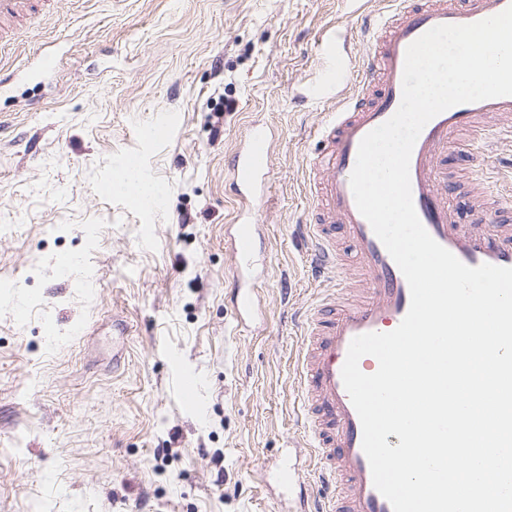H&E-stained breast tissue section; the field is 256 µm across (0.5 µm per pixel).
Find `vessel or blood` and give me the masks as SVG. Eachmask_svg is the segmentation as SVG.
Here are the masks:
<instances>
[{
	"label": "vessel or blood",
	"mask_w": 512,
	"mask_h": 512,
	"mask_svg": "<svg viewBox=\"0 0 512 512\" xmlns=\"http://www.w3.org/2000/svg\"><path fill=\"white\" fill-rule=\"evenodd\" d=\"M367 40L369 53L358 88L344 82L350 58L338 34L320 41V72L311 88L316 100H334L338 108L320 129L321 146L312 161L309 194L312 205L301 230L309 237L316 275H340L344 258L336 245L344 236L353 250L365 283L358 291L343 287L320 299L301 321L304 340L299 352V389L308 438L305 448L320 463L331 494H307L299 512H393L374 487L362 449V427L346 392L341 370L351 340L371 332H390L407 314L408 283L368 221L359 212L350 186L359 144L370 131L397 111L407 47L431 28L471 24L500 13L512 0H393ZM30 0H0V35L13 24L35 18ZM512 113V97L455 105L434 117L420 133L410 159L409 174L416 213L428 233L464 264L489 263L512 267V231L502 233L475 225L460 228L448 208L444 166L452 134L478 129L495 116ZM273 165L272 134L250 125L231 163L232 187L241 209L231 235L237 259L233 280L240 316L254 313L251 272L258 227L252 212L265 194Z\"/></svg>",
	"instance_id": "obj_1"
}]
</instances>
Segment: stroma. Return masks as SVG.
<instances>
[{"label":"stroma","mask_w":512,"mask_h":512,"mask_svg":"<svg viewBox=\"0 0 512 512\" xmlns=\"http://www.w3.org/2000/svg\"><path fill=\"white\" fill-rule=\"evenodd\" d=\"M390 0H53L0 47L11 75L50 49L49 75L0 94V512H288L303 442L295 316L338 281L317 276L297 226L333 102L310 86L322 31L356 63L366 16ZM274 133L257 208L253 319L234 306L227 171L251 122ZM512 116L488 146L452 137L448 202L471 223L478 170L512 168ZM135 158L164 202L113 188ZM126 327L117 335V327ZM201 386L175 391L179 369Z\"/></svg>","instance_id":"35a3bbf8"}]
</instances>
